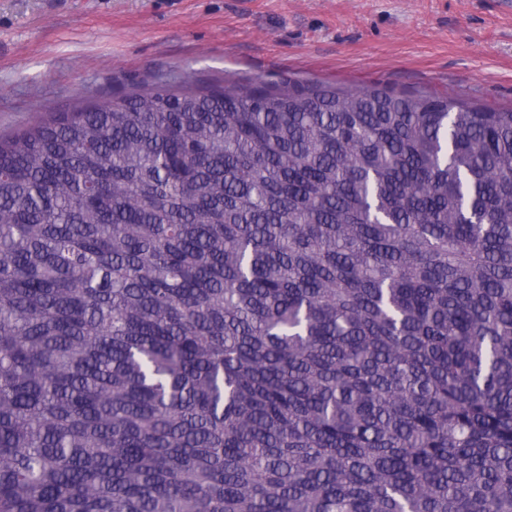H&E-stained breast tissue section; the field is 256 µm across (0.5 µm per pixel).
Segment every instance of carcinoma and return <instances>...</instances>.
<instances>
[{
    "label": "carcinoma",
    "mask_w": 512,
    "mask_h": 512,
    "mask_svg": "<svg viewBox=\"0 0 512 512\" xmlns=\"http://www.w3.org/2000/svg\"><path fill=\"white\" fill-rule=\"evenodd\" d=\"M0 512H512V109L184 83L1 137Z\"/></svg>",
    "instance_id": "cac0c4a2"
}]
</instances>
